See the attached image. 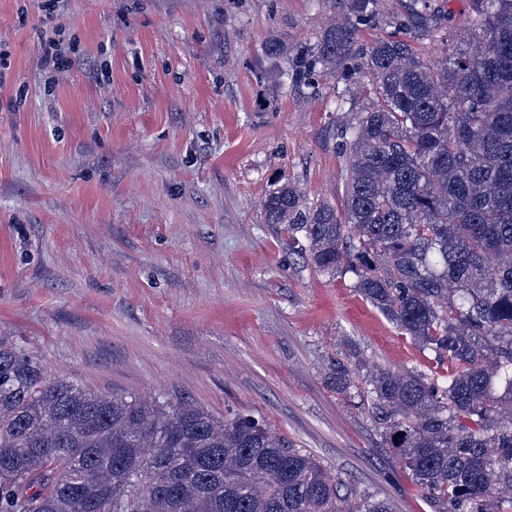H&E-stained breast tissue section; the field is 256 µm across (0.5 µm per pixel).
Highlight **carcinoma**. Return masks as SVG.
Returning a JSON list of instances; mask_svg holds the SVG:
<instances>
[{
  "label": "carcinoma",
  "mask_w": 512,
  "mask_h": 512,
  "mask_svg": "<svg viewBox=\"0 0 512 512\" xmlns=\"http://www.w3.org/2000/svg\"><path fill=\"white\" fill-rule=\"evenodd\" d=\"M377 0H329L344 21L308 44L303 71L356 56ZM371 43L372 86L346 130L343 213L283 183L268 224L356 291L447 371H387L367 410L434 512H512V0H471L466 43L433 63L412 21ZM336 389L354 384L338 363ZM266 425L192 405L102 397L48 377L0 338V512H392Z\"/></svg>",
  "instance_id": "carcinoma-1"
}]
</instances>
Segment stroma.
I'll list each match as a JSON object with an SVG mask.
<instances>
[{"mask_svg": "<svg viewBox=\"0 0 512 512\" xmlns=\"http://www.w3.org/2000/svg\"><path fill=\"white\" fill-rule=\"evenodd\" d=\"M415 7L378 0L358 45ZM334 20L328 0H0V336L98 395L254 416L394 512H434L360 402L433 353L261 210L284 182L345 207L347 74L297 68ZM49 37L67 70H42Z\"/></svg>", "mask_w": 512, "mask_h": 512, "instance_id": "obj_1", "label": "stroma"}]
</instances>
